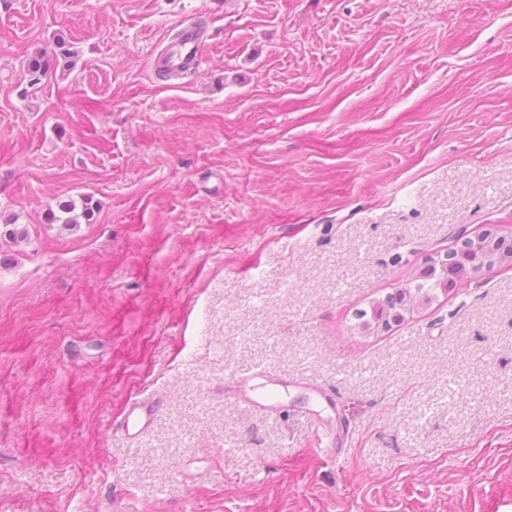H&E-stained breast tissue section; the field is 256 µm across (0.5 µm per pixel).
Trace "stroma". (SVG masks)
<instances>
[{
	"mask_svg": "<svg viewBox=\"0 0 512 512\" xmlns=\"http://www.w3.org/2000/svg\"><path fill=\"white\" fill-rule=\"evenodd\" d=\"M187 26L202 61L164 77ZM84 196L91 223H46ZM11 217L0 512H512V268L356 317L512 239V0H0ZM255 370L279 412L225 398ZM445 260H440L439 262L433 261V265H429L424 271H423V277L422 279L426 283H418L416 284L414 290L415 292H411V288H400L396 290L395 293L390 294L387 296L386 304L390 307L391 314L394 318V320L397 319H403V313L401 312L402 306L405 304H401L405 298L408 297H417L422 298L426 301V303H430L433 298L436 296L434 295V291L437 289L443 290V278L440 275V269L441 267L444 268ZM398 305V306H396ZM158 401L152 396L129 399L122 413L120 429L127 439H136L149 428Z\"/></svg>",
	"mask_w": 512,
	"mask_h": 512,
	"instance_id": "stroma-1",
	"label": "stroma"
}]
</instances>
